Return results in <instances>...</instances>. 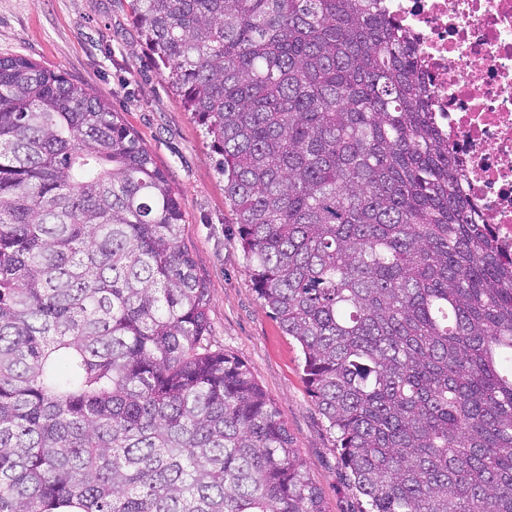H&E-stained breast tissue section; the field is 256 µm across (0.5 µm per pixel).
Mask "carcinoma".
<instances>
[{"instance_id": "obj_1", "label": "carcinoma", "mask_w": 512, "mask_h": 512, "mask_svg": "<svg viewBox=\"0 0 512 512\" xmlns=\"http://www.w3.org/2000/svg\"><path fill=\"white\" fill-rule=\"evenodd\" d=\"M380 2L132 10L368 512H512V256ZM183 223L110 105L0 58V512H324Z\"/></svg>"}]
</instances>
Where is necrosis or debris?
I'll use <instances>...</instances> for the list:
<instances>
[{
	"mask_svg": "<svg viewBox=\"0 0 512 512\" xmlns=\"http://www.w3.org/2000/svg\"><path fill=\"white\" fill-rule=\"evenodd\" d=\"M410 31L461 190L512 256V0H383Z\"/></svg>",
	"mask_w": 512,
	"mask_h": 512,
	"instance_id": "obj_1",
	"label": "necrosis or debris"
}]
</instances>
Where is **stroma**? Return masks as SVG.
Instances as JSON below:
<instances>
[{"mask_svg": "<svg viewBox=\"0 0 512 512\" xmlns=\"http://www.w3.org/2000/svg\"><path fill=\"white\" fill-rule=\"evenodd\" d=\"M65 72L111 104L179 194L182 237L209 298L213 348L240 359L285 420L324 512H362L334 436L303 381L296 341L257 295L224 200L219 156L161 77L131 0H0V57Z\"/></svg>", "mask_w": 512, "mask_h": 512, "instance_id": "obj_1", "label": "stroma"}]
</instances>
